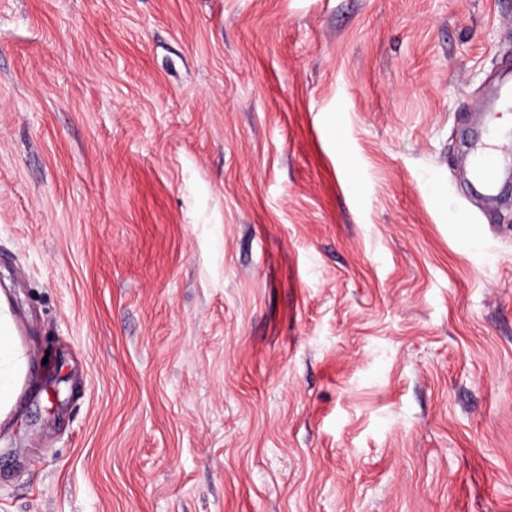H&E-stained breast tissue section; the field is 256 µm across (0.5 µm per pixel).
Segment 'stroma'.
Returning a JSON list of instances; mask_svg holds the SVG:
<instances>
[{"label": "stroma", "mask_w": 512, "mask_h": 512, "mask_svg": "<svg viewBox=\"0 0 512 512\" xmlns=\"http://www.w3.org/2000/svg\"><path fill=\"white\" fill-rule=\"evenodd\" d=\"M507 66L512 0H0V512H512ZM494 118L474 133L468 143L471 183L485 193H491L498 187L503 176L502 160L511 150V138L507 144L494 143L496 140L493 128ZM492 151L496 152L498 157L493 156ZM0 299V421L12 409L24 371V360L17 350L16 330Z\"/></svg>", "instance_id": "obj_1"}]
</instances>
